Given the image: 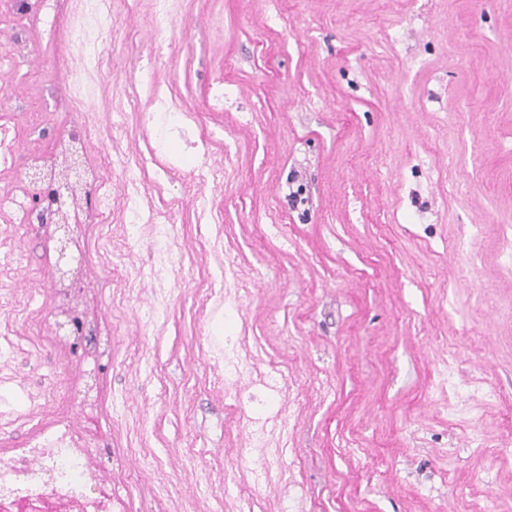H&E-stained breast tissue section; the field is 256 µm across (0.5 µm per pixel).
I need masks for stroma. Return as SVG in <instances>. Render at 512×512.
Returning <instances> with one entry per match:
<instances>
[{"mask_svg": "<svg viewBox=\"0 0 512 512\" xmlns=\"http://www.w3.org/2000/svg\"><path fill=\"white\" fill-rule=\"evenodd\" d=\"M31 2L0 16V45L20 23L31 41L0 77V123L43 152L84 123L107 170L148 157L142 208L170 216L184 254L153 275V228L128 234L117 176L103 223L79 229L112 329L96 373L102 426L125 461L154 463L137 480L114 474L128 512L243 497L252 512H512V0H173L181 31L159 59L151 0ZM100 11L113 22L105 46ZM151 60L184 134L164 136L152 116ZM64 66L80 78L63 89ZM18 99L43 108L41 125ZM106 109L127 112L124 127L107 126ZM476 224L501 232L477 237ZM56 237L0 213V337L13 342L0 450L70 409L87 368L27 327ZM471 252L480 262L462 268ZM154 300L167 313L151 320ZM228 334L251 369L275 361L286 374L288 425L270 436L284 458L239 453L243 425L212 361ZM264 464L259 488L251 471Z\"/></svg>", "mask_w": 512, "mask_h": 512, "instance_id": "stroma-1", "label": "stroma"}]
</instances>
